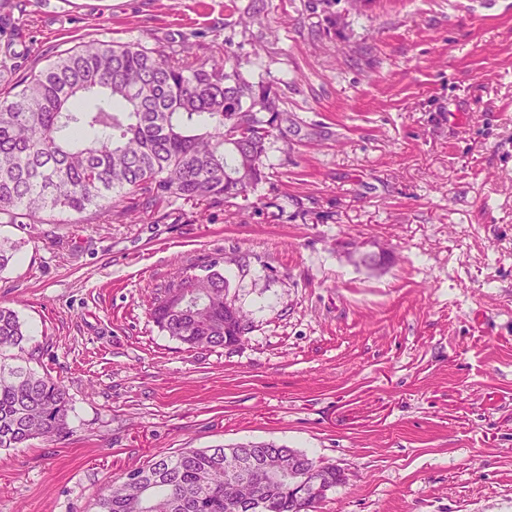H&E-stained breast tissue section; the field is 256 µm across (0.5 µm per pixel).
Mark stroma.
I'll return each instance as SVG.
<instances>
[{
    "instance_id": "1",
    "label": "stroma",
    "mask_w": 512,
    "mask_h": 512,
    "mask_svg": "<svg viewBox=\"0 0 512 512\" xmlns=\"http://www.w3.org/2000/svg\"><path fill=\"white\" fill-rule=\"evenodd\" d=\"M92 39L231 50L299 129L245 199L0 224V305L71 404L0 450V512H95L154 457L246 442L343 469L319 512H512V0H0L13 77ZM237 249L244 342L161 332L162 287Z\"/></svg>"
}]
</instances>
